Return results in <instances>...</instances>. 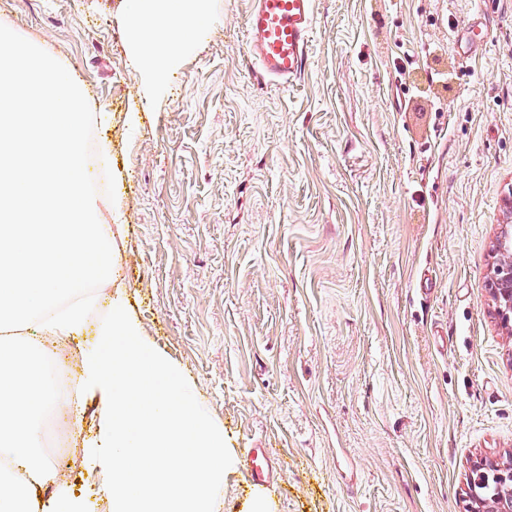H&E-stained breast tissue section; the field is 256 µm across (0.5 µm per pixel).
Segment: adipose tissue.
<instances>
[{
	"label": "adipose tissue",
	"instance_id": "adipose-tissue-1",
	"mask_svg": "<svg viewBox=\"0 0 512 512\" xmlns=\"http://www.w3.org/2000/svg\"><path fill=\"white\" fill-rule=\"evenodd\" d=\"M206 14L207 0H136L128 9L127 32L139 65L162 78Z\"/></svg>",
	"mask_w": 512,
	"mask_h": 512
}]
</instances>
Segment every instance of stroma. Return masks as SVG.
<instances>
[{"label": "stroma", "mask_w": 512, "mask_h": 512, "mask_svg": "<svg viewBox=\"0 0 512 512\" xmlns=\"http://www.w3.org/2000/svg\"><path fill=\"white\" fill-rule=\"evenodd\" d=\"M251 0H208L157 82L128 0H0V24L78 76L86 169L113 214V280L184 372L236 464L281 467L271 512H468L477 459L512 464V326L496 239L512 225V0H315L304 75L258 84L239 49ZM481 17L468 55L451 29ZM98 401L70 426L58 491L94 494Z\"/></svg>", "instance_id": "stroma-1"}]
</instances>
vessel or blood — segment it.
<instances>
[{
  "mask_svg": "<svg viewBox=\"0 0 512 512\" xmlns=\"http://www.w3.org/2000/svg\"><path fill=\"white\" fill-rule=\"evenodd\" d=\"M315 24L314 0H252L245 17L243 54L253 64L261 83L295 82L306 70ZM253 484L267 483L276 467L262 449L247 453Z\"/></svg>",
  "mask_w": 512,
  "mask_h": 512,
  "instance_id": "obj_1",
  "label": "vessel or blood"
}]
</instances>
